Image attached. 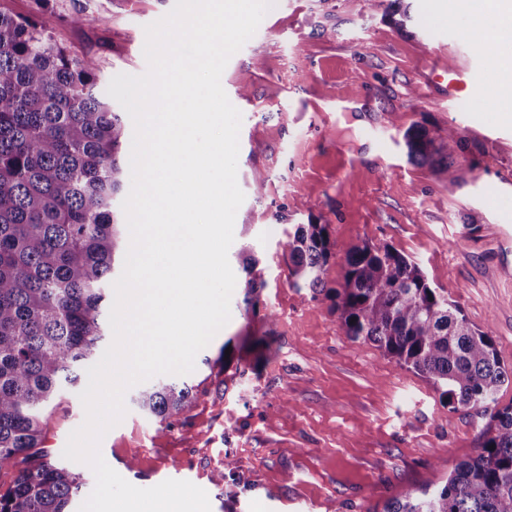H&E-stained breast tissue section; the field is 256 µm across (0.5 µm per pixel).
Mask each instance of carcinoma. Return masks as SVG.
I'll use <instances>...</instances> for the list:
<instances>
[{"label":"carcinoma","instance_id":"1","mask_svg":"<svg viewBox=\"0 0 512 512\" xmlns=\"http://www.w3.org/2000/svg\"><path fill=\"white\" fill-rule=\"evenodd\" d=\"M403 2L386 9L399 30ZM97 71L95 60L53 40L51 18L0 10V470L15 471L0 512H71L82 489L80 475L39 446L47 407L63 387L85 381L104 336L105 283L129 247L114 208L127 127L100 95ZM457 136L453 127L419 125L404 134L411 161L446 172L441 144ZM334 247L328 225H295L285 243L292 285L331 294L350 340L373 343L425 378L444 405L487 418L477 455L438 488L407 490L383 512H512V405L498 406L512 372L492 336L388 246L351 248L340 287L325 289ZM243 264L249 306L265 279L253 257ZM205 395L159 381L133 402L169 426Z\"/></svg>","mask_w":512,"mask_h":512}]
</instances>
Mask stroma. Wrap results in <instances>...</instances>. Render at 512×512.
I'll list each match as a JSON object with an SVG mask.
<instances>
[{
	"instance_id": "obj_1",
	"label": "stroma",
	"mask_w": 512,
	"mask_h": 512,
	"mask_svg": "<svg viewBox=\"0 0 512 512\" xmlns=\"http://www.w3.org/2000/svg\"><path fill=\"white\" fill-rule=\"evenodd\" d=\"M174 3L0 0V9L53 14L56 40L94 57L105 89L115 75L146 71L144 28ZM495 10L493 0H412L399 31L369 0H276L230 58L221 84L242 113L245 195L228 253L238 282L231 319L185 376L205 390L202 401L168 427L127 404L102 438L104 460L125 480L190 481L211 512H381L480 451L479 416L444 406L424 378L348 339L330 297L292 287L284 244L293 225H328L330 288L351 246L393 247L492 336L512 370V282L500 274L512 250L499 231L512 225V188L501 182L512 174V40L492 56L469 52L472 31H489ZM75 14L81 23H71ZM451 63L470 73L461 98L424 95L432 69ZM416 124L458 130L456 183L410 161L404 134ZM245 250L266 281L252 308L241 288ZM79 394L56 399L43 450L62 455L84 423Z\"/></svg>"
}]
</instances>
